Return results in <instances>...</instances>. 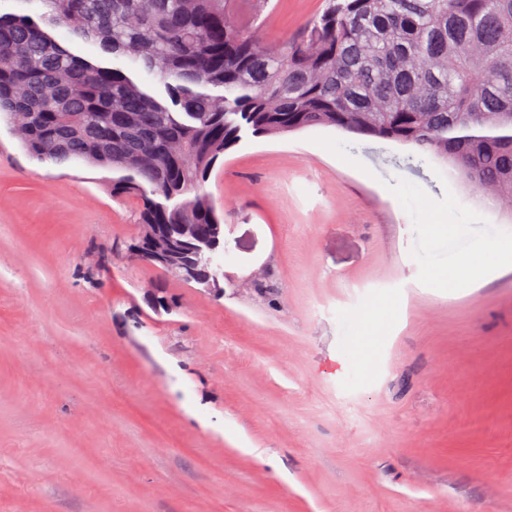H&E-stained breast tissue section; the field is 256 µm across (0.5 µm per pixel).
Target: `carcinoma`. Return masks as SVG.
I'll return each instance as SVG.
<instances>
[{"instance_id":"cac0c4a2","label":"carcinoma","mask_w":512,"mask_h":512,"mask_svg":"<svg viewBox=\"0 0 512 512\" xmlns=\"http://www.w3.org/2000/svg\"><path fill=\"white\" fill-rule=\"evenodd\" d=\"M48 20L138 62L173 105L119 69L72 55L28 15H0V112L29 154L128 172L146 240L192 224L195 273L224 223L203 185L242 134L309 127L411 145L476 192L512 203V0H327L265 43L239 0H42ZM224 89L211 96L201 87Z\"/></svg>"}]
</instances>
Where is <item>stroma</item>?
Segmentation results:
<instances>
[{
  "instance_id": "obj_1",
  "label": "stroma",
  "mask_w": 512,
  "mask_h": 512,
  "mask_svg": "<svg viewBox=\"0 0 512 512\" xmlns=\"http://www.w3.org/2000/svg\"><path fill=\"white\" fill-rule=\"evenodd\" d=\"M323 7L270 0L254 25L278 42ZM115 176L33 158L0 119V512H512V270L438 276L450 247L512 243V217L453 166L333 128L243 135L205 183L211 289L125 255ZM392 309L389 307H375L365 319V332L361 336V341L358 347L354 350L362 361H366L370 357V351L374 345V337L384 325L388 317L392 314Z\"/></svg>"
}]
</instances>
